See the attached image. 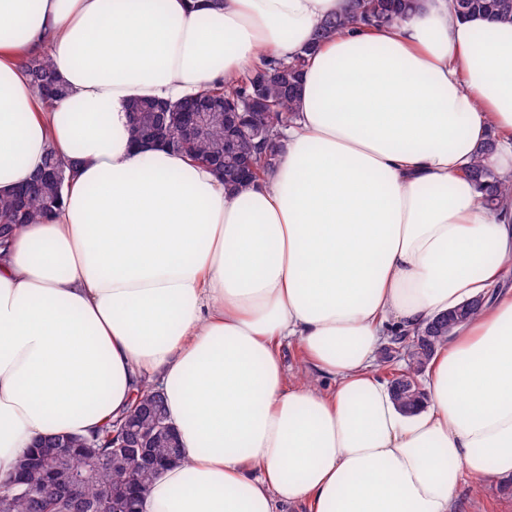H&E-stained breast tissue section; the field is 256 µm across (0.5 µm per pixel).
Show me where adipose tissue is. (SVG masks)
Here are the masks:
<instances>
[{
  "label": "adipose tissue",
  "mask_w": 512,
  "mask_h": 512,
  "mask_svg": "<svg viewBox=\"0 0 512 512\" xmlns=\"http://www.w3.org/2000/svg\"><path fill=\"white\" fill-rule=\"evenodd\" d=\"M342 2L0 0V193L48 151L76 163L0 247V485L34 440L91 435L147 386L185 460L142 512H452L464 478L512 479V207L464 174L493 137L512 177V24L420 0L324 40L276 167L235 193L132 141L134 102L292 60ZM43 55L52 102L20 66ZM478 296L403 412L388 337Z\"/></svg>",
  "instance_id": "adipose-tissue-1"
}]
</instances>
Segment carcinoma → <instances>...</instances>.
Returning <instances> with one entry per match:
<instances>
[{
  "instance_id": "1",
  "label": "carcinoma",
  "mask_w": 512,
  "mask_h": 512,
  "mask_svg": "<svg viewBox=\"0 0 512 512\" xmlns=\"http://www.w3.org/2000/svg\"><path fill=\"white\" fill-rule=\"evenodd\" d=\"M416 7L415 0H345L341 8L328 16L314 34L305 51L321 41L352 27L390 24ZM454 16L460 19L482 15L498 22L512 23V0H455ZM298 56L285 62L270 60L243 75L230 86L217 85L200 96L181 102H135L129 113L132 137H168L176 133L181 116L204 105L209 112L206 131L171 150L210 167L222 168L224 185L230 191L246 188L261 173L269 171L273 161L263 159L265 141L275 142L280 126L293 115L301 88L303 63ZM32 88L46 100L66 93L47 57L34 56L22 61ZM496 140L488 139L480 155L467 167L466 175L482 186L481 204L495 211L512 196V181L500 178L484 164L496 150ZM65 165L50 151L32 178L18 188L0 194V240L8 243L17 227L45 216L61 204L67 179ZM484 302L476 297L460 305L464 315L448 323L436 317L414 336H394L405 365L394 364L395 357L385 352L380 367L387 376L391 393L406 411L418 409L425 400L421 375L438 345L455 329L481 311ZM167 416L164 397L158 390L146 388L135 395L129 416L136 418L139 431L148 438L155 459L167 468L184 459V450L175 430L163 432L157 416ZM118 421L103 423L89 436L61 434L35 442L21 456L15 473L25 483L9 481L0 493V512H139L142 497L148 492L160 470L134 461L126 448L118 447L113 436ZM60 446L72 452L62 458L52 454ZM57 463L66 477L79 478L77 496L43 491V471Z\"/></svg>"
}]
</instances>
